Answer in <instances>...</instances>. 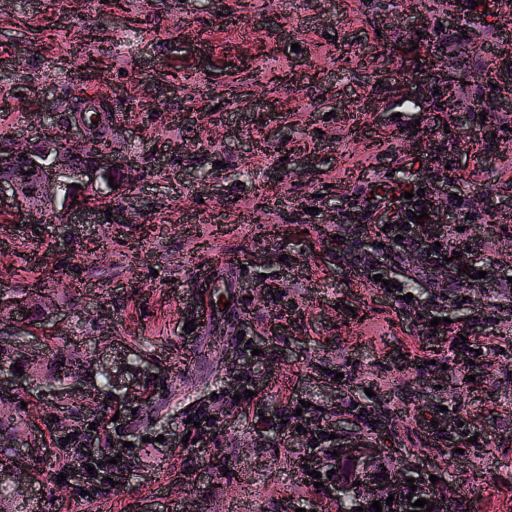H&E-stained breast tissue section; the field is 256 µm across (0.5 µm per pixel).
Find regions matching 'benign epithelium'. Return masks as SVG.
Instances as JSON below:
<instances>
[{
	"label": "benign epithelium",
	"mask_w": 512,
	"mask_h": 512,
	"mask_svg": "<svg viewBox=\"0 0 512 512\" xmlns=\"http://www.w3.org/2000/svg\"><path fill=\"white\" fill-rule=\"evenodd\" d=\"M130 166L131 159L115 156L108 144L96 145L83 134L60 137L45 129L39 136L16 144L10 153L0 155V208L14 209V216L21 219L52 214L69 223L75 211L71 205L74 196L89 190L102 192L109 187L112 171ZM74 183L81 188L72 187ZM53 307L49 297L36 293L14 301L4 312L22 324L28 313ZM340 452L353 463L355 482L336 487V502L351 499L354 507L370 512L372 502L392 495L401 504V512H414L412 502L418 499L435 504L432 512H445L443 499L428 486L417 485L409 500L398 479L391 483L377 481L366 463L370 453L366 445L349 444Z\"/></svg>",
	"instance_id": "obj_1"
}]
</instances>
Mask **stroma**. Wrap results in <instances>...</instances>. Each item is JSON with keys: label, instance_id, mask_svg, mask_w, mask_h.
I'll use <instances>...</instances> for the list:
<instances>
[{"label": "stroma", "instance_id": "35a3bbf8", "mask_svg": "<svg viewBox=\"0 0 512 512\" xmlns=\"http://www.w3.org/2000/svg\"><path fill=\"white\" fill-rule=\"evenodd\" d=\"M410 12L408 0H0V154L29 112L56 124L62 103L98 89L112 148L135 165L111 193H85L83 223L0 222V292L54 297L29 344L88 367L22 377L0 398L21 451L0 496L43 512H336L297 462L329 466L365 441L375 464L437 476L452 510L512 512V317L496 309L512 284V25L469 0H429L417 28ZM431 54L458 77L455 111L436 80L403 95L404 65ZM214 108L219 130L204 121ZM435 179L465 197L468 257L486 276L436 307L446 280H420L400 307L347 277L335 238L364 223L361 186ZM120 210L132 223L108 219ZM205 267L235 283L233 309L199 308ZM457 318L492 360L452 350ZM105 366L119 371L109 395L95 389ZM244 370L265 399L229 405ZM299 399L329 449L272 425ZM202 410L213 434L199 447L183 422ZM87 454L97 467L74 476Z\"/></svg>", "mask_w": 512, "mask_h": 512}]
</instances>
